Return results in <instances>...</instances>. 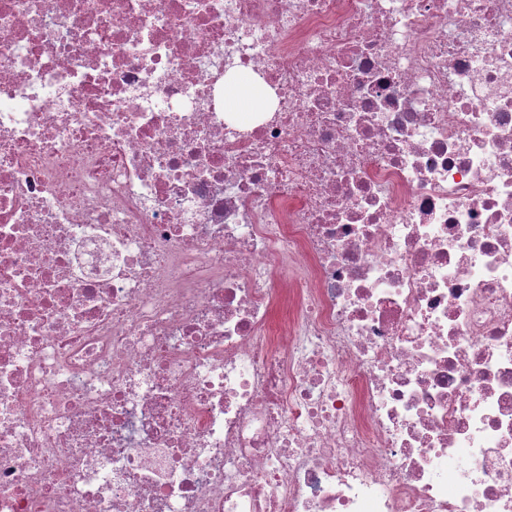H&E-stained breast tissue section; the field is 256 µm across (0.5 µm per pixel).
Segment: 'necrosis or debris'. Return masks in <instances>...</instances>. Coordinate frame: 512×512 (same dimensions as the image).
I'll return each mask as SVG.
<instances>
[{
  "mask_svg": "<svg viewBox=\"0 0 512 512\" xmlns=\"http://www.w3.org/2000/svg\"><path fill=\"white\" fill-rule=\"evenodd\" d=\"M0 512H512V0H0ZM256 108L250 94V79L241 75L236 80L224 82V109L228 112L245 114Z\"/></svg>",
  "mask_w": 512,
  "mask_h": 512,
  "instance_id": "necrosis-or-debris-1",
  "label": "necrosis or debris"
}]
</instances>
